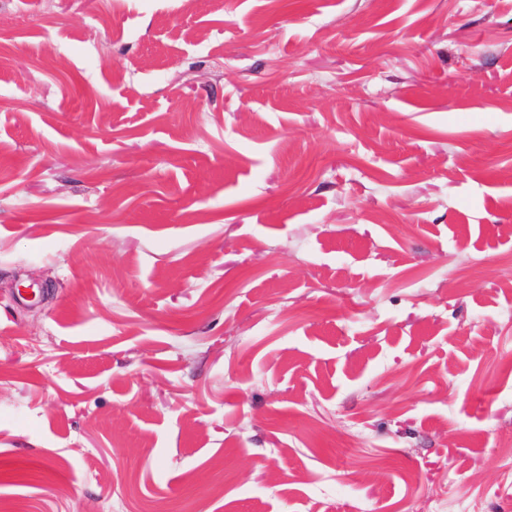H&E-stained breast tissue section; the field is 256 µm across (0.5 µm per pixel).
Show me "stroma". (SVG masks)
Returning <instances> with one entry per match:
<instances>
[{"instance_id":"1","label":"stroma","mask_w":512,"mask_h":512,"mask_svg":"<svg viewBox=\"0 0 512 512\" xmlns=\"http://www.w3.org/2000/svg\"><path fill=\"white\" fill-rule=\"evenodd\" d=\"M508 355L512 0H0V504L502 512Z\"/></svg>"}]
</instances>
